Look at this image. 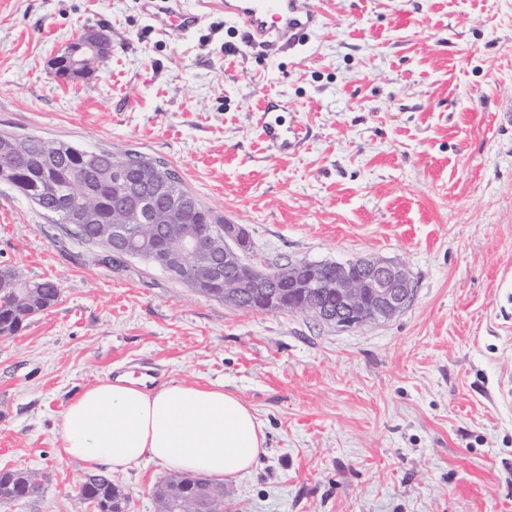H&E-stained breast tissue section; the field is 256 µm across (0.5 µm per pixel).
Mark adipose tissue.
<instances>
[{
	"label": "adipose tissue",
	"instance_id": "ef3b65f1",
	"mask_svg": "<svg viewBox=\"0 0 512 512\" xmlns=\"http://www.w3.org/2000/svg\"><path fill=\"white\" fill-rule=\"evenodd\" d=\"M64 453L124 473L150 460L214 480L237 477L265 451L254 411L223 386L169 381L154 390L125 374L103 379L67 405Z\"/></svg>",
	"mask_w": 512,
	"mask_h": 512
}]
</instances>
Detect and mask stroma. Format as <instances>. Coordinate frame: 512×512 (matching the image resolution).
<instances>
[{
    "label": "stroma",
    "mask_w": 512,
    "mask_h": 512,
    "mask_svg": "<svg viewBox=\"0 0 512 512\" xmlns=\"http://www.w3.org/2000/svg\"><path fill=\"white\" fill-rule=\"evenodd\" d=\"M302 45L249 44L219 0L162 34L141 0H0V129L167 162L250 259L403 264L410 305L357 328L252 312L52 223L0 182V267L59 283L0 336V472L38 494L0 512H96L60 451L85 388L152 368L251 406L266 450L224 483L226 512H512V0H307ZM106 30L85 77L52 62ZM285 105L298 149L261 135ZM170 468L116 476L127 512H158Z\"/></svg>",
    "instance_id": "stroma-1"
}]
</instances>
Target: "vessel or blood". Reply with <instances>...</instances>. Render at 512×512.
<instances>
[{
    "label": "vessel or blood",
    "mask_w": 512,
    "mask_h": 512,
    "mask_svg": "<svg viewBox=\"0 0 512 512\" xmlns=\"http://www.w3.org/2000/svg\"><path fill=\"white\" fill-rule=\"evenodd\" d=\"M147 15L158 31L177 27L187 32L200 22L199 14L178 7L176 0H143ZM224 12L240 22L244 36L255 45L295 44L319 28L322 17L307 0H224ZM263 136L272 147L287 151L299 143L297 132L282 128L277 119L264 122Z\"/></svg>",
    "instance_id": "1"
}]
</instances>
